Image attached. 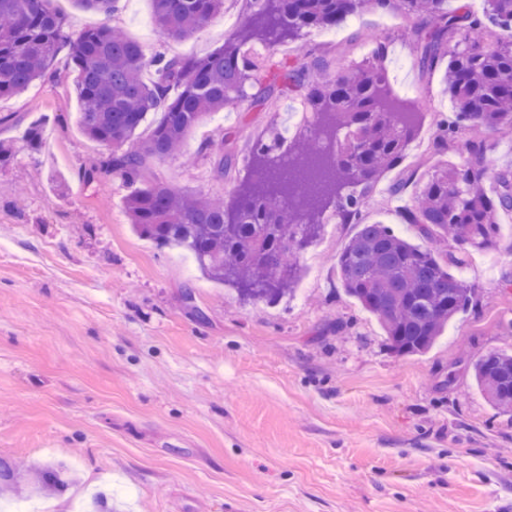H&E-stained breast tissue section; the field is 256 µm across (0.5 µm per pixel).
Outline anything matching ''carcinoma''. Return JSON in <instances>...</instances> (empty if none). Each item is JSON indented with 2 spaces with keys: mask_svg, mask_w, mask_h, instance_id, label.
I'll return each instance as SVG.
<instances>
[{
  "mask_svg": "<svg viewBox=\"0 0 512 512\" xmlns=\"http://www.w3.org/2000/svg\"><path fill=\"white\" fill-rule=\"evenodd\" d=\"M366 1L419 20L408 34L423 70L446 62L443 84L453 115L436 123L434 151L452 149L462 162L437 166L402 211L428 242L421 248L381 222L364 218L370 190L396 167L414 136L412 110L388 96L386 43L375 41L369 59L330 72L332 61L315 57L277 66L254 52L256 43L295 38L302 30L337 26ZM480 15L467 7L448 13V0H248L242 28L217 51L199 58L147 56L143 47L105 21L70 37L54 0H0V98L16 96L52 67L63 43L70 47L85 134L110 149L93 170L117 173L129 192L125 207L141 237L194 256L206 278L237 287L247 299L277 303L293 292L299 249L320 233L319 206L336 199V217L358 231L336 259L345 292L373 314L390 350L421 355L448 323L469 307L472 286L451 273L471 252L495 246L498 215L512 209V170L495 175L496 195L487 194L491 173L487 137L512 128V0H485ZM154 21L166 36L187 38L224 12V0H152ZM150 78H145V73ZM300 93L303 111L334 149L312 141L289 148L288 166L276 156L275 135L256 144V170L232 207L200 199L153 179L142 182L151 159L166 158L186 138L229 104L267 105L274 87ZM161 112L149 139L133 145L151 112ZM232 138L202 144L213 169L224 176L234 156ZM304 187V208L289 202ZM448 239L440 255L431 243ZM478 389L496 408L512 410V353L491 351L473 363ZM3 485L18 492L63 485L51 468L33 481L6 469Z\"/></svg>",
  "mask_w": 512,
  "mask_h": 512,
  "instance_id": "obj_1",
  "label": "carcinoma"
}]
</instances>
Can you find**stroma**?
Wrapping results in <instances>:
<instances>
[{
    "label": "stroma",
    "mask_w": 512,
    "mask_h": 512,
    "mask_svg": "<svg viewBox=\"0 0 512 512\" xmlns=\"http://www.w3.org/2000/svg\"><path fill=\"white\" fill-rule=\"evenodd\" d=\"M66 30L101 21L147 53L203 57L247 16L246 0L182 41L152 36L151 0H118L109 16L57 0ZM382 12L360 9L335 40L320 30L281 41L271 60L326 55L355 65L375 39L386 70L417 86L425 121L368 208L412 243L389 188L419 184L438 158L423 140L453 110L441 71L424 72ZM68 46L52 75L0 99V461L22 477L57 470L64 485L37 494L76 512L103 490L114 512H512V411L478 390L473 362L512 351V237L473 253L459 277L475 289L425 354L396 356L374 316L347 296L335 259L356 232L324 226L299 254L294 301L241 299L204 277L180 250L139 237L119 175H91L106 154L78 124ZM298 96L275 94L212 118L188 156L152 160L149 175L233 204L251 175L254 143L280 126ZM42 125V145L23 140ZM237 133L238 165L219 177L199 145Z\"/></svg>",
    "instance_id": "35a3bbf8"
}]
</instances>
